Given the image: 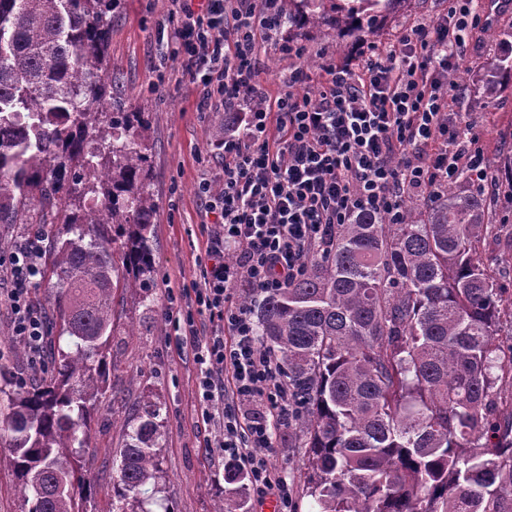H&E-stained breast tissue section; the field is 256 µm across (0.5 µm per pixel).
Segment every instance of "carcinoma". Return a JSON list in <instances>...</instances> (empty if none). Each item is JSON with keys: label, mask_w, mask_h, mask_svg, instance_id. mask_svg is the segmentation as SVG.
I'll return each mask as SVG.
<instances>
[{"label": "carcinoma", "mask_w": 512, "mask_h": 512, "mask_svg": "<svg viewBox=\"0 0 512 512\" xmlns=\"http://www.w3.org/2000/svg\"><path fill=\"white\" fill-rule=\"evenodd\" d=\"M120 0H0V224H60L42 262L49 335L67 338L50 379L0 366V431L24 512H83L75 461L107 392L113 306L154 271L149 113L112 102L109 17ZM409 0H283L288 28L334 36ZM484 97L498 95L491 64ZM481 196L451 185L398 224L355 214L305 275L255 302L260 345L279 354L316 512H512V301L481 242ZM161 403L124 423L113 512H171L158 493ZM224 475L216 512H244Z\"/></svg>", "instance_id": "carcinoma-1"}]
</instances>
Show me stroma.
<instances>
[{
	"mask_svg": "<svg viewBox=\"0 0 512 512\" xmlns=\"http://www.w3.org/2000/svg\"><path fill=\"white\" fill-rule=\"evenodd\" d=\"M477 6L487 23L473 33L467 53L457 64L466 74L457 109L475 124L488 165L496 170L512 161V88L491 103L478 83L487 74L489 62L512 52V0H477ZM446 7V0H410L369 30L330 39L322 29L309 27L281 31L280 38L305 46L308 58L326 57L346 64L363 46L390 41L412 22L435 20ZM171 8V0H123L112 15L111 97L126 108L153 115L148 137L150 190L157 204L155 271L148 290L126 292L114 309L108 347L111 395L100 405L91 446L81 459L88 482L84 512H111L112 474L120 462L123 424L149 395L157 396L164 406L167 441L161 486L171 512H214L224 496L229 462L210 447L212 429L197 421L198 369L192 359L179 356L178 333L165 315L167 309L184 305L187 288L199 280L207 262L210 228L203 223L205 205L198 185L204 177L221 181L224 166L214 113L198 111L197 88L179 64L160 59L157 31L168 24ZM160 63L166 66V80L156 89L152 68ZM294 66V60L275 47L263 49L254 60L261 92L275 95L288 89L284 80ZM485 200L498 231L483 241L481 255L499 270L501 285L512 296V198L489 194ZM10 287L8 280L0 281V365L9 367L18 380L32 383L45 379L46 371L42 364L29 361L12 334V314L5 301ZM146 296L153 300V308L143 305ZM302 458L299 435L287 425L277 429L268 461L288 484L292 512L313 509L301 474Z\"/></svg>",
	"mask_w": 512,
	"mask_h": 512,
	"instance_id": "stroma-1",
	"label": "stroma"
}]
</instances>
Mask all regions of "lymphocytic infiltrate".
<instances>
[{
	"instance_id": "1",
	"label": "lymphocytic infiltrate",
	"mask_w": 512,
	"mask_h": 512,
	"mask_svg": "<svg viewBox=\"0 0 512 512\" xmlns=\"http://www.w3.org/2000/svg\"><path fill=\"white\" fill-rule=\"evenodd\" d=\"M166 53L203 89L200 109L246 103L243 128L224 141L220 191L202 182L214 216L209 264L193 283L199 313L214 323L205 339L180 341L200 367L202 422L219 421L217 446L245 470L251 486L289 505L287 482L272 472L267 451L294 413L279 361L263 350L240 289L272 293L306 273V255L327 250L340 225L358 211L399 223L406 198H432L469 173L478 190L512 193V170L488 168L480 137L442 81L484 24L473 0H448L443 18L416 23L384 44H369L355 62L323 60L316 72L295 67L293 84L313 82L314 95L260 94L253 58L277 43L303 59L296 44L278 43L280 0H172ZM41 236L0 253L13 333L40 359L45 318L30 300L40 271Z\"/></svg>"
}]
</instances>
